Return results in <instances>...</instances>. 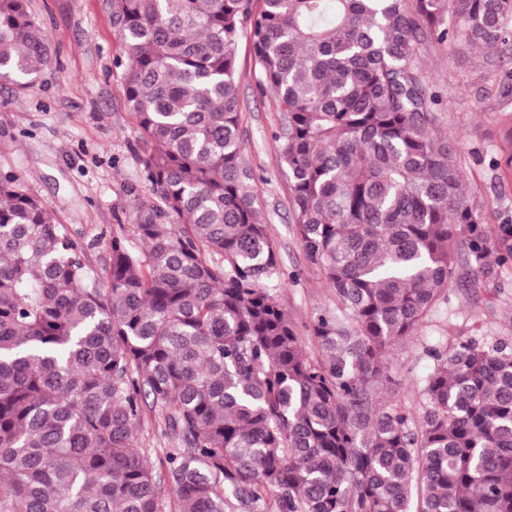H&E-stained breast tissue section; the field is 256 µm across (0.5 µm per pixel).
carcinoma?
<instances>
[{
    "label": "carcinoma",
    "instance_id": "cac0c4a2",
    "mask_svg": "<svg viewBox=\"0 0 512 512\" xmlns=\"http://www.w3.org/2000/svg\"><path fill=\"white\" fill-rule=\"evenodd\" d=\"M151 200L103 278L0 178V512H512V343L432 349L415 420L384 356L448 301L453 267H512V223L468 200L461 145L418 63L429 45L512 51V0H104ZM274 134L307 260L336 310L314 350L244 158L238 49ZM49 48L0 0V80ZM497 95L512 107V68ZM161 411L160 469L137 446Z\"/></svg>",
    "mask_w": 512,
    "mask_h": 512
}]
</instances>
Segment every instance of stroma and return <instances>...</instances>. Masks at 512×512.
<instances>
[{"label":"stroma","mask_w":512,"mask_h":512,"mask_svg":"<svg viewBox=\"0 0 512 512\" xmlns=\"http://www.w3.org/2000/svg\"><path fill=\"white\" fill-rule=\"evenodd\" d=\"M28 6L48 38L51 61L26 88L0 82V177H16L22 192L64 224L83 245L87 267L100 276L113 232L129 224L134 206L149 197L140 178L145 146L124 105L117 37L103 0H28ZM420 62L443 94L441 131L464 145L470 203L488 223L512 221V196L499 192L512 181V169L490 164L512 153V113L497 108V71L483 52L463 47L424 48ZM253 67L250 46L241 42L240 136L286 273L277 299L304 336L316 313L334 309L336 300L297 238L288 173L273 139L282 115L273 96L260 95ZM470 337L512 340V269L495 280L454 270L447 303L425 319L417 336L385 356L399 399L417 406L430 365L425 347Z\"/></svg>","instance_id":"1"}]
</instances>
